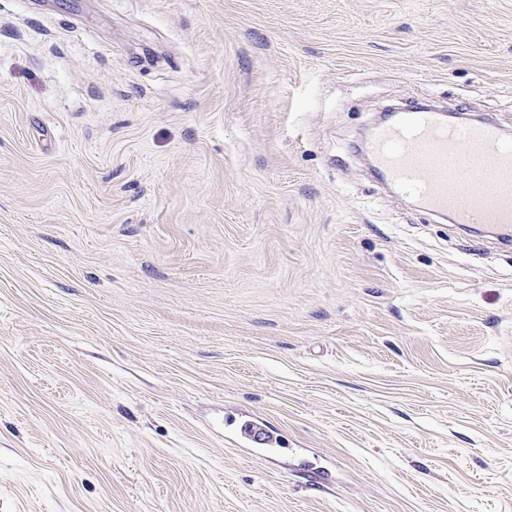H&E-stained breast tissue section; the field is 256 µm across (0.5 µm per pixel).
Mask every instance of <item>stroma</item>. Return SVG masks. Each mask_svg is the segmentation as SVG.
Here are the masks:
<instances>
[{
  "mask_svg": "<svg viewBox=\"0 0 512 512\" xmlns=\"http://www.w3.org/2000/svg\"><path fill=\"white\" fill-rule=\"evenodd\" d=\"M422 105L512 130V0H0V512H512V244L372 168Z\"/></svg>",
  "mask_w": 512,
  "mask_h": 512,
  "instance_id": "obj_1",
  "label": "stroma"
}]
</instances>
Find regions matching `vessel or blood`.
<instances>
[{
	"mask_svg": "<svg viewBox=\"0 0 512 512\" xmlns=\"http://www.w3.org/2000/svg\"><path fill=\"white\" fill-rule=\"evenodd\" d=\"M370 151L389 180L428 212L512 237V143L494 122L445 126L434 109L422 108L375 128Z\"/></svg>",
	"mask_w": 512,
	"mask_h": 512,
	"instance_id": "obj_1",
	"label": "vessel or blood"
}]
</instances>
